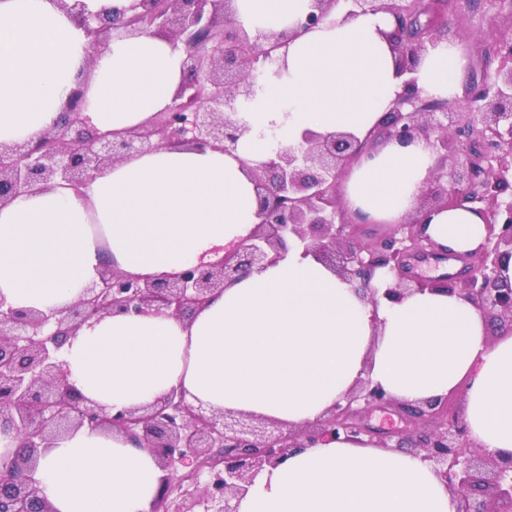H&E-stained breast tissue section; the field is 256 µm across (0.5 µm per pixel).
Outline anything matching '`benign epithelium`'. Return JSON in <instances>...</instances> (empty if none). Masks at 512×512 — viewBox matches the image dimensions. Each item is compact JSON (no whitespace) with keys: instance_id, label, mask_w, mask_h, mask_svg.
<instances>
[{"instance_id":"1","label":"benign epithelium","mask_w":512,"mask_h":512,"mask_svg":"<svg viewBox=\"0 0 512 512\" xmlns=\"http://www.w3.org/2000/svg\"><path fill=\"white\" fill-rule=\"evenodd\" d=\"M233 0H131L125 9L86 15L80 0H59L76 11L92 55L104 53L114 38L143 32L182 45L184 79L165 111L122 134L85 124L81 94L72 90L61 121L35 142L0 145V207L35 186L88 185L101 169L159 145L211 146L232 153L247 131L237 119L238 100L251 98L258 85L253 70L273 60L297 32L256 30L237 25ZM349 14L386 11L395 21L394 50L403 89L378 134L408 143L423 137L454 153L451 169L435 172L422 196L424 212L470 203L485 218L488 236L470 254L474 263L464 286L455 289L483 314L500 318L512 332V285L498 275L501 260L512 257V37L495 36L492 50L502 59L493 79L471 98L464 118L447 105L433 106L414 77L428 48L437 43L439 15L421 22L422 0H346ZM338 0H313L300 24L311 29L326 19ZM366 145L346 132L306 131L297 147L276 150L250 168L257 192L258 224L244 240L224 248V257L200 261L165 279L131 276L106 268L99 282L62 311L0 307V432L19 438L15 451L0 457V512H52L33 474L52 441L81 427L122 435L149 450L165 472L151 512H239L252 479L275 467L297 448L345 437L372 436L364 423L373 408L395 406L412 427L394 433L395 447L406 445L428 462L456 497L457 512H512V454L493 457L467 437L462 417L448 399L398 402L366 380L329 413L298 430L252 415L215 412L195 406L171 390L149 407L106 412L88 403L61 368L60 352L69 338L95 317L141 314L149 309L190 318L214 293L243 274L285 258L291 247L332 263L372 304L378 289L375 270L385 268L392 286L383 297L395 300L425 286L402 285L404 258L430 243L424 220L400 224L372 247L355 243L360 221L338 208V186ZM444 197L440 205L431 203ZM210 480L200 493L177 491L175 472L198 487L200 471Z\"/></svg>"}]
</instances>
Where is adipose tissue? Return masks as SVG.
Wrapping results in <instances>:
<instances>
[{
    "label": "adipose tissue",
    "mask_w": 512,
    "mask_h": 512,
    "mask_svg": "<svg viewBox=\"0 0 512 512\" xmlns=\"http://www.w3.org/2000/svg\"><path fill=\"white\" fill-rule=\"evenodd\" d=\"M310 0H235L247 30L294 31L278 66L238 107L247 133L227 154L158 146L104 167L81 190L34 189L0 207V301L60 311L96 281L103 261L165 278L214 261L257 222L247 169L304 131L371 139L402 90L384 12L348 16L337 4L303 31ZM468 61L439 40L415 77L423 94L455 96ZM183 52L143 33L92 56L57 0H0V144L34 141L60 119L74 88L96 129L125 132L171 105ZM434 167L418 138L375 142L340 185L346 208L374 224L416 210ZM425 235L441 252L477 250L485 219L472 204L436 209ZM69 383L105 410L146 407L172 389L215 411L297 429L325 415L361 380L408 402L464 394L470 442L512 453V335L491 337L458 294L424 291L372 304L302 250L216 293L191 319L156 311L89 321L60 355ZM162 472L118 435L80 428L57 438L34 474L54 512H149ZM455 496L419 457L369 442L297 450L262 470L239 512H456Z\"/></svg>",
    "instance_id": "1"
}]
</instances>
